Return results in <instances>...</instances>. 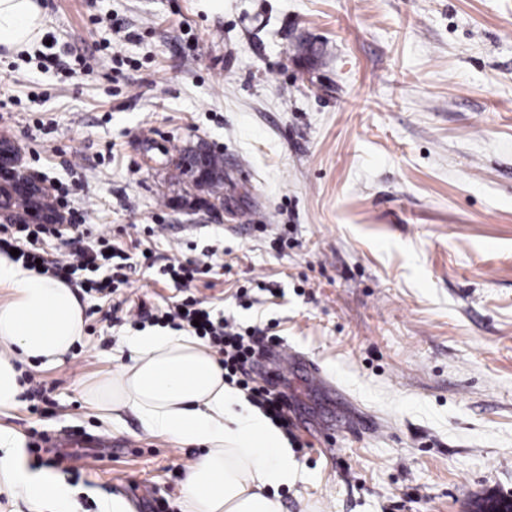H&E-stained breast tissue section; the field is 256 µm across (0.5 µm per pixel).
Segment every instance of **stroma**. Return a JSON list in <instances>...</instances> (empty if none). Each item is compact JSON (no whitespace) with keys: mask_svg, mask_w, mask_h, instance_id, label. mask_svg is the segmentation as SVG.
Masks as SVG:
<instances>
[{"mask_svg":"<svg viewBox=\"0 0 512 512\" xmlns=\"http://www.w3.org/2000/svg\"><path fill=\"white\" fill-rule=\"evenodd\" d=\"M223 2L44 0L42 40L0 50V136L87 214L46 258L105 233L132 263L108 296L76 288L82 339L65 365L18 363L27 396L0 426L56 440L23 456L80 512H181L203 447L131 414L108 429L78 389L191 295L281 338L251 375L288 400L282 512L512 494V0ZM200 144L225 211L178 167ZM185 259L212 270L184 289L161 269Z\"/></svg>","mask_w":512,"mask_h":512,"instance_id":"obj_1","label":"stroma"}]
</instances>
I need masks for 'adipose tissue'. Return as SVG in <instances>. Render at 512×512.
I'll return each instance as SVG.
<instances>
[{"label": "adipose tissue", "mask_w": 512, "mask_h": 512, "mask_svg": "<svg viewBox=\"0 0 512 512\" xmlns=\"http://www.w3.org/2000/svg\"><path fill=\"white\" fill-rule=\"evenodd\" d=\"M45 25L43 0H0V48L24 51ZM0 410L20 403L16 361L58 366L81 340L84 311L65 282L24 268L0 252ZM111 375L80 386L84 403L111 428L134 415L145 433L178 446L204 445L189 467L183 512H281L276 496L295 479L296 462L281 431L224 381V367L186 333L143 331L126 337ZM23 436L0 427V489L22 496L30 512H70L72 489L29 469Z\"/></svg>", "instance_id": "ef3b65f1"}]
</instances>
